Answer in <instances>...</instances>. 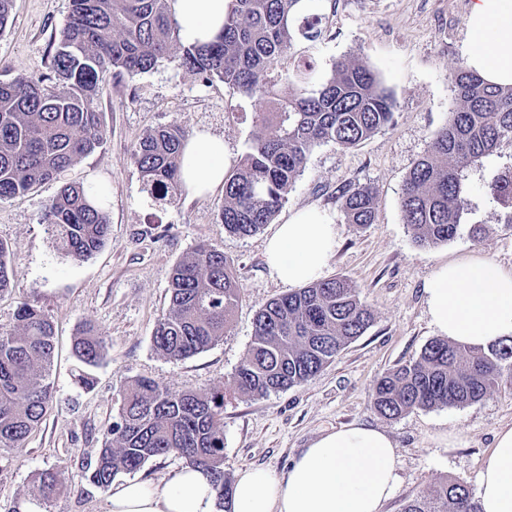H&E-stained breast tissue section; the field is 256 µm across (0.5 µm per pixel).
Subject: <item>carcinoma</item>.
I'll return each mask as SVG.
<instances>
[{"label": "carcinoma", "mask_w": 512, "mask_h": 512, "mask_svg": "<svg viewBox=\"0 0 512 512\" xmlns=\"http://www.w3.org/2000/svg\"><path fill=\"white\" fill-rule=\"evenodd\" d=\"M171 2L71 0L50 84L22 75L0 81V199L23 194L93 153L105 137L95 103L100 83L110 75L146 73L173 53L187 71L269 106L257 113L251 144L224 179L220 219L232 234L252 235L273 220L314 147L352 148L393 124L392 93L354 58L336 60L331 77L310 90L311 64L278 71L280 58L296 41L322 36V17L297 12L299 0H232L222 33L191 48L179 40ZM282 79L296 86L284 99L274 94ZM454 88L459 105L414 163L400 201L405 223L423 246L457 236L467 215L463 170L512 141V85L488 84L461 66ZM187 139L177 126L161 127L146 133L134 153L150 189L162 198H177ZM338 192L348 223H373L370 186L346 185ZM491 192L509 209L511 224L512 170L494 178ZM94 194L90 185L69 183L45 208L44 223L55 228L61 249L76 262L88 259L108 238L109 217L92 202ZM169 292V308L153 333L160 354L179 361L223 339L239 302L223 253L196 248L174 267ZM372 321L356 289L339 277L268 302L257 314L254 341L228 387L198 394L146 379L126 382L119 420L107 429L89 480L108 488L119 473L174 455L210 473L218 510L232 512V484L224 472V399L232 394L262 398L309 380ZM53 338L49 315L28 304L18 309L15 329L0 332V451L22 447L47 411ZM73 351L81 363L94 365L103 356V337L88 325L75 338ZM502 385L512 386V341L484 349L435 339L417 360L377 380L372 404L383 416L396 418L415 408L464 406ZM63 488L60 474L40 473L42 499ZM404 512H478V506L464 483L450 481L429 497L409 501Z\"/></svg>", "instance_id": "obj_1"}]
</instances>
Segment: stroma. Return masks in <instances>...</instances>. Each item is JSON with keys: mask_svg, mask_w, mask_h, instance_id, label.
<instances>
[{"mask_svg": "<svg viewBox=\"0 0 512 512\" xmlns=\"http://www.w3.org/2000/svg\"><path fill=\"white\" fill-rule=\"evenodd\" d=\"M471 0H315L323 34L298 41L280 63L291 71L312 63L315 80L330 77L334 62L353 56L374 70L396 100L394 123L362 144L315 147L272 223L250 236L225 231L223 191L205 198L152 195L133 159L141 138L177 125L188 134L208 131L223 141L230 164L246 151L260 105L255 99L203 81L168 57L149 72L112 76L97 96L106 131L100 148L82 157L60 178L26 194L0 200V243L7 249L10 285L0 292V331L12 330L21 304L45 310L54 325L49 371L52 401L40 426L22 448L0 459V512H104L109 490L88 479L105 429L118 418L119 391L145 378L174 390L206 394L234 376L254 339L260 308L290 291L272 278L264 247L277 225L314 207L336 226L337 247L326 276L348 279L373 312L371 326L307 382L253 399L224 401V468L228 474L259 467L287 470L292 459L321 434L350 424L386 431L394 440L400 485L383 512H403L412 499L442 483L459 480L475 490L476 477L497 430L512 424V388L493 390L461 407L417 408L397 418L372 405L376 380L415 361L436 339L424 303L426 278L439 265L487 258L512 270V224L489 185L512 168V142L463 172L469 225L451 241L415 243L400 209L404 181L428 150L433 133L456 106L452 77L467 65ZM70 0H12L0 31V80L51 74L53 42L67 21ZM109 188L107 244L83 262H73L44 224L46 205L64 183ZM346 183L370 185L375 220L348 223L336 190ZM223 252L240 301L223 340L190 358L173 361L158 353L153 331L169 307L173 267L198 245ZM100 330L106 349L89 374L77 381L72 342L86 323ZM61 474L65 490L42 500L39 473Z\"/></svg>", "mask_w": 512, "mask_h": 512, "instance_id": "35a3bbf8", "label": "stroma"}]
</instances>
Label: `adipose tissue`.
<instances>
[{"mask_svg": "<svg viewBox=\"0 0 512 512\" xmlns=\"http://www.w3.org/2000/svg\"><path fill=\"white\" fill-rule=\"evenodd\" d=\"M179 38L204 45L223 29L230 0H172ZM469 65L486 82L512 85V0H472ZM224 144L200 132L185 145L181 185L206 196L224 185ZM336 226L317 209H303L268 239L266 265L280 282L301 287L322 279L336 251ZM439 336L488 347L512 338V272L490 260L450 263L424 283ZM397 451L383 430L349 425L326 432L296 456L286 472L239 470L233 512H382L397 491ZM479 512H512V425L495 435L477 480ZM105 512H218L209 474L183 467L169 479L129 480L112 488Z\"/></svg>", "mask_w": 512, "mask_h": 512, "instance_id": "adipose-tissue-1", "label": "adipose tissue"}]
</instances>
